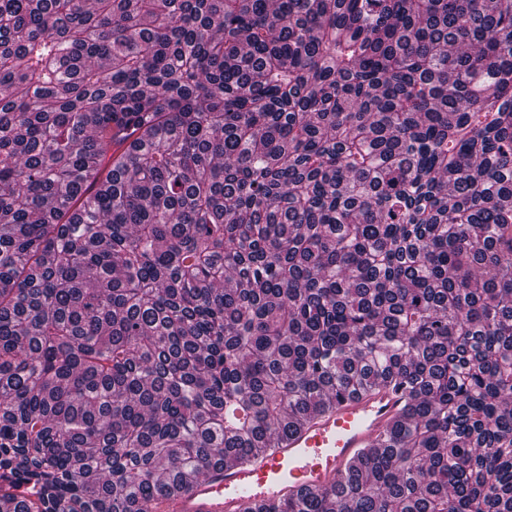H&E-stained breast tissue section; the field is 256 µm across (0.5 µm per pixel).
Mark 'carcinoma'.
I'll return each instance as SVG.
<instances>
[{
	"label": "carcinoma",
	"mask_w": 512,
	"mask_h": 512,
	"mask_svg": "<svg viewBox=\"0 0 512 512\" xmlns=\"http://www.w3.org/2000/svg\"><path fill=\"white\" fill-rule=\"evenodd\" d=\"M380 387L244 512H512V0H0V499L153 512ZM403 404L401 392L390 388L345 398L294 430L279 447L242 464H224L193 482L188 494L158 501L154 512H242L257 501L275 503L300 490L337 486Z\"/></svg>",
	"instance_id": "1"
}]
</instances>
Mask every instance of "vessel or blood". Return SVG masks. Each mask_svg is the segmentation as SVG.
<instances>
[{
	"instance_id": "1",
	"label": "vessel or blood",
	"mask_w": 512,
	"mask_h": 512,
	"mask_svg": "<svg viewBox=\"0 0 512 512\" xmlns=\"http://www.w3.org/2000/svg\"><path fill=\"white\" fill-rule=\"evenodd\" d=\"M403 404L401 393L388 388L337 402L279 447L212 471L193 482L189 493L158 501L155 512H243L257 501L274 503L301 490L330 488L383 435Z\"/></svg>"
}]
</instances>
